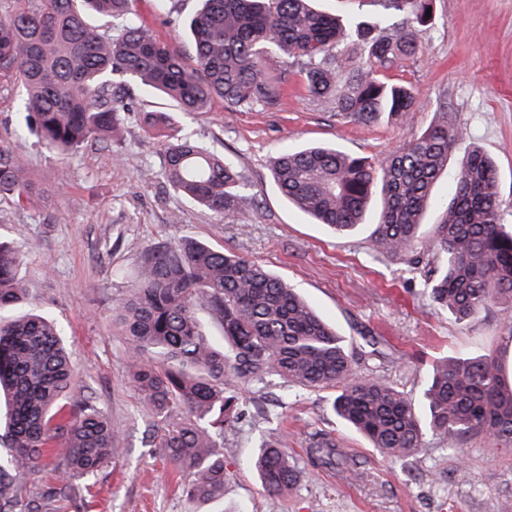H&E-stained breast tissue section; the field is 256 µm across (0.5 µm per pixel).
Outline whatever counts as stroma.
I'll list each match as a JSON object with an SVG mask.
<instances>
[{
    "label": "stroma",
    "instance_id": "35a3bbf8",
    "mask_svg": "<svg viewBox=\"0 0 512 512\" xmlns=\"http://www.w3.org/2000/svg\"><path fill=\"white\" fill-rule=\"evenodd\" d=\"M136 7L158 39L191 57L187 22L198 0H175L170 13L156 0ZM433 16L419 36L421 50L388 73L420 105L407 125L394 116L375 124L342 119L332 106L308 100L294 72L276 109L217 98L207 111L187 115L129 85L121 95L130 111L110 150L89 144L61 157L35 138L21 143L48 195L32 206L0 200V238L23 250L16 274L30 307L67 332L79 372L68 402H93L119 430L107 466L74 480L76 512H512V446L492 453L474 436L448 448L429 436L407 465L395 464L339 421L333 390L294 388L276 377L247 394L242 418L224 434L223 501H192L185 476L159 446L164 426L142 403L112 323L140 258L158 244L192 239L286 279L336 327L361 375L417 396L444 356L491 354L511 373L512 330L501 306L464 322L435 308L421 271L376 251L372 224L349 236L330 233L289 204L269 172L276 149L313 142L383 159L436 119L441 100L466 134L453 161L470 143L483 147L498 164L500 197L512 215V0H434ZM144 112L170 113L181 133L230 160L252 207L221 219L174 193L162 174L163 142L148 137ZM371 337L378 347L368 346ZM279 431L288 436L299 477L285 494L272 495L250 460ZM318 434L346 448L354 478L313 468L308 448Z\"/></svg>",
    "mask_w": 512,
    "mask_h": 512
}]
</instances>
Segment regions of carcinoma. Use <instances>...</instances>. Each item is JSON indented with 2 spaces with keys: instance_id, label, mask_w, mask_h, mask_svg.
<instances>
[{
  "instance_id": "obj_1",
  "label": "carcinoma",
  "mask_w": 512,
  "mask_h": 512,
  "mask_svg": "<svg viewBox=\"0 0 512 512\" xmlns=\"http://www.w3.org/2000/svg\"><path fill=\"white\" fill-rule=\"evenodd\" d=\"M136 0H0V112L22 123L0 138V197L31 205L43 194L19 157L34 136L60 155L88 143L108 149L124 120L113 76L159 93L189 114L215 97L234 107L281 105L291 67L307 96L336 115L373 123L417 111L412 91L386 72L414 56L418 34L432 21V0H377L369 21L335 14L313 0H201L191 19L192 62L157 40L139 19ZM95 13L110 19L92 28ZM289 67L274 72L269 57ZM438 118L402 149L380 161L334 146L276 152L269 164L278 191L335 235L365 223L374 195L378 251L426 268L430 301L467 321L497 303L512 310V229H506L498 168L472 146L456 172L444 218L430 239L421 217L464 131ZM148 132L166 139L163 174L179 196L220 218L252 204L233 163L179 133L167 112H146ZM22 250L0 241V311L24 303L16 277ZM219 322L224 347L200 331L197 313ZM112 321L127 345L133 383L164 422L160 447L189 476V498L224 497V430L241 416L243 391L271 376L299 387L335 389L332 408L349 428L391 461L404 464L430 433L450 448L481 436L488 450L512 444V380L491 355L443 357L431 367L421 398L379 378L356 373L343 337L284 280L258 263L194 240L163 243L140 260ZM63 330L27 313L0 320V394L6 412L0 440V512H65L73 475L93 477L112 458L117 430L91 404L75 409L66 395L76 373ZM64 439L55 477L38 478L43 457ZM323 467L348 470L345 449L322 436L309 448ZM264 488L288 491L298 469L287 435L264 441L253 460Z\"/></svg>"
}]
</instances>
